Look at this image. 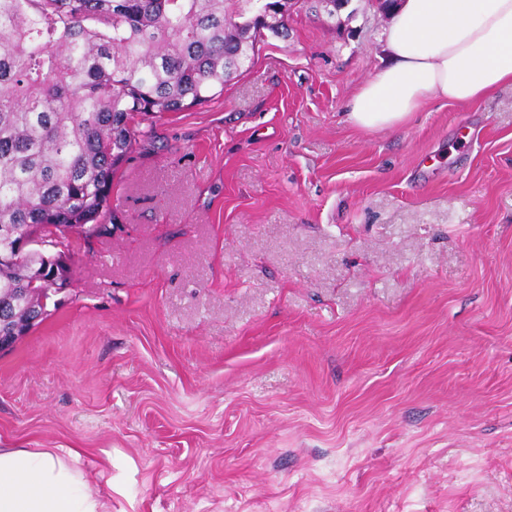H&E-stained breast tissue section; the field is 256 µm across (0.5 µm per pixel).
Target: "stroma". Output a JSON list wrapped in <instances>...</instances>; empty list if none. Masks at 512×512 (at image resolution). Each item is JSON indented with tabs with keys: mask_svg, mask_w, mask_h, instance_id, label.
Wrapping results in <instances>:
<instances>
[{
	"mask_svg": "<svg viewBox=\"0 0 512 512\" xmlns=\"http://www.w3.org/2000/svg\"><path fill=\"white\" fill-rule=\"evenodd\" d=\"M285 19L144 120L72 287L0 352V447L111 462L112 512H512V86L361 130L389 15Z\"/></svg>",
	"mask_w": 512,
	"mask_h": 512,
	"instance_id": "1",
	"label": "stroma"
}]
</instances>
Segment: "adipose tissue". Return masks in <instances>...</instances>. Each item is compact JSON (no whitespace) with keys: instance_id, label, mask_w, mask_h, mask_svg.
<instances>
[{"instance_id":"1","label":"adipose tissue","mask_w":512,"mask_h":512,"mask_svg":"<svg viewBox=\"0 0 512 512\" xmlns=\"http://www.w3.org/2000/svg\"><path fill=\"white\" fill-rule=\"evenodd\" d=\"M390 64L349 103L363 130L405 125L433 98L471 103L512 83V0H403L386 30ZM77 448H1L0 512H112Z\"/></svg>"}]
</instances>
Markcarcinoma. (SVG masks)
Returning <instances> with one entry per match:
<instances>
[{"label":"carcinoma","mask_w":512,"mask_h":512,"mask_svg":"<svg viewBox=\"0 0 512 512\" xmlns=\"http://www.w3.org/2000/svg\"><path fill=\"white\" fill-rule=\"evenodd\" d=\"M282 0H0V333L23 337L58 307L37 230L87 238L111 211L112 180L139 115L224 94L264 32L287 31Z\"/></svg>","instance_id":"1"}]
</instances>
